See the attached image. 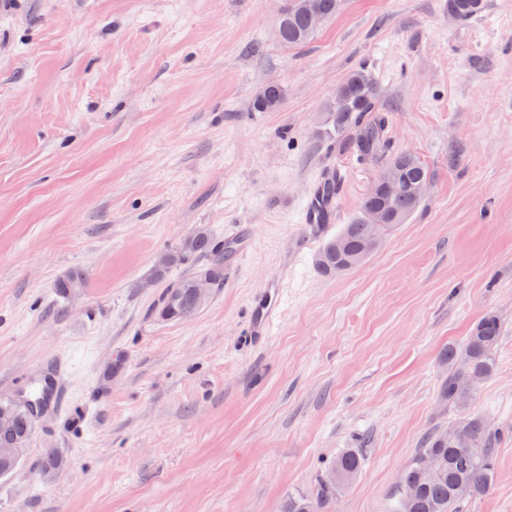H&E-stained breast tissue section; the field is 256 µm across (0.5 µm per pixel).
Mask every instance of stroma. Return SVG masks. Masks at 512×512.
<instances>
[{
	"label": "stroma",
	"instance_id": "35a3bbf8",
	"mask_svg": "<svg viewBox=\"0 0 512 512\" xmlns=\"http://www.w3.org/2000/svg\"><path fill=\"white\" fill-rule=\"evenodd\" d=\"M286 2L0 0V395L69 363L0 512H283L350 449L362 466L325 512H389L448 424L440 356L488 311L496 366L469 410L505 436L464 512H512V0L467 21L448 0H343L297 48L275 35ZM358 68L390 150L432 180L376 253L328 276L318 249L381 171L325 133ZM269 84L281 106L254 111ZM330 170L325 232L301 212ZM200 228L247 246L193 319L160 321L204 261L161 275L157 259ZM71 271L86 286L59 297ZM263 307L269 333L249 340ZM51 448L69 463L49 481Z\"/></svg>",
	"mask_w": 512,
	"mask_h": 512
}]
</instances>
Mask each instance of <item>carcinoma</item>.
Wrapping results in <instances>:
<instances>
[{"label":"carcinoma","instance_id":"carcinoma-1","mask_svg":"<svg viewBox=\"0 0 512 512\" xmlns=\"http://www.w3.org/2000/svg\"><path fill=\"white\" fill-rule=\"evenodd\" d=\"M485 7L486 0H448V11L461 21L477 16ZM278 24L282 30L280 42L288 47L308 43L315 33L308 22V11L302 8L300 0H287ZM282 97L279 86L267 85L256 97L253 108L258 112L274 110L279 107ZM327 118V129L338 136L349 130L356 132L353 146L357 156L362 159L382 157L384 170L405 185V190L397 194H366L359 215L323 245L317 266L322 273L334 275L339 268L346 273L369 258L364 253L369 239L383 238L407 221L424 201L413 193V188L430 183L431 173L416 156L389 152L388 116L378 109L373 82L365 71L350 73L336 88ZM379 207L391 214L393 220L377 229L365 220L369 211ZM228 253L229 250L216 242L208 230L200 229L193 245H182L171 251L168 263L207 258L208 264L198 275L209 277L216 292L224 287V256ZM194 280L193 276L184 278L164 292L154 310L157 318L185 321L200 312L203 304L196 300ZM85 284V275L73 271L57 281L55 291L64 297ZM501 330L500 318L489 311L474 325L462 345L448 347L441 359L444 378L439 398L444 404L458 409L470 405L475 390L466 382L471 379L478 382L492 375ZM460 421L461 433L458 435L452 433V428L456 427L452 423L427 437L423 448L403 470L392 512H462L461 507L466 501L483 496L491 489L495 477L496 444L502 432L476 414L464 416ZM33 435L32 414L25 403L1 395L0 444L19 441L27 447ZM430 457L438 459V466L433 471L425 466ZM361 464V457L354 451L338 456L331 470L311 492L288 496L284 512H320L329 499L353 480Z\"/></svg>","mask_w":512,"mask_h":512}]
</instances>
